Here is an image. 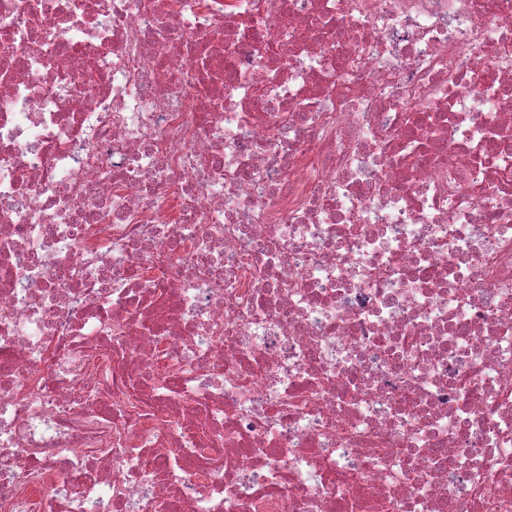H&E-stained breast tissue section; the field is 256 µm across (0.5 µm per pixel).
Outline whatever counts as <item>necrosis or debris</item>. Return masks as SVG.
<instances>
[{"mask_svg": "<svg viewBox=\"0 0 512 512\" xmlns=\"http://www.w3.org/2000/svg\"><path fill=\"white\" fill-rule=\"evenodd\" d=\"M0 512H512V0H0Z\"/></svg>", "mask_w": 512, "mask_h": 512, "instance_id": "necrosis-or-debris-1", "label": "necrosis or debris"}]
</instances>
